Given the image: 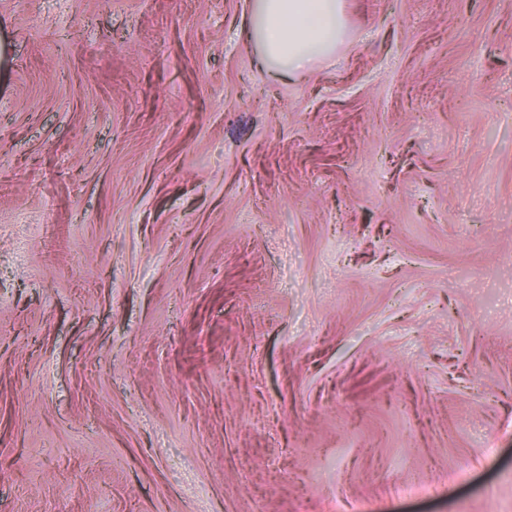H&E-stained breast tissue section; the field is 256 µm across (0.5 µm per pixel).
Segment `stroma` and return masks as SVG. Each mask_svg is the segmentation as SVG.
<instances>
[{"instance_id":"1","label":"stroma","mask_w":512,"mask_h":512,"mask_svg":"<svg viewBox=\"0 0 512 512\" xmlns=\"http://www.w3.org/2000/svg\"><path fill=\"white\" fill-rule=\"evenodd\" d=\"M0 0V512H512V0ZM344 4L343 0H254L248 37L269 71H307L343 44Z\"/></svg>"}]
</instances>
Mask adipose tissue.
<instances>
[{
    "instance_id": "1",
    "label": "adipose tissue",
    "mask_w": 512,
    "mask_h": 512,
    "mask_svg": "<svg viewBox=\"0 0 512 512\" xmlns=\"http://www.w3.org/2000/svg\"><path fill=\"white\" fill-rule=\"evenodd\" d=\"M248 36L266 68L300 73L347 36L344 0H253Z\"/></svg>"
}]
</instances>
